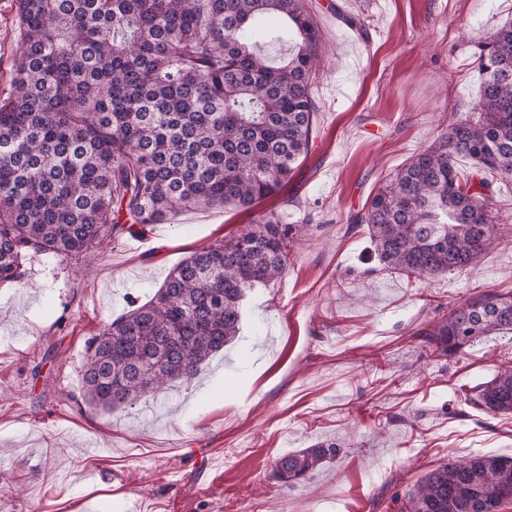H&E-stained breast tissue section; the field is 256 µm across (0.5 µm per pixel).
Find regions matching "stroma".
Here are the masks:
<instances>
[{"mask_svg":"<svg viewBox=\"0 0 512 512\" xmlns=\"http://www.w3.org/2000/svg\"><path fill=\"white\" fill-rule=\"evenodd\" d=\"M320 32L314 145L261 209L185 210L87 260L27 253L0 283V512H396L448 457L512 456V415L466 405L512 358V335L436 358L414 336L438 303L512 295V244L430 280L384 268L348 229L376 190L479 97L477 45L512 0H307ZM366 32L328 20L330 4ZM21 45L17 0H0V95ZM273 211L302 240L285 274L248 292L238 338L189 382L107 412L85 403L82 365L102 327L148 301L196 248ZM335 443L291 487L277 458Z\"/></svg>","mask_w":512,"mask_h":512,"instance_id":"obj_1","label":"stroma"}]
</instances>
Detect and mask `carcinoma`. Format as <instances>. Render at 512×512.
I'll return each instance as SVG.
<instances>
[{
  "mask_svg": "<svg viewBox=\"0 0 512 512\" xmlns=\"http://www.w3.org/2000/svg\"><path fill=\"white\" fill-rule=\"evenodd\" d=\"M23 29L14 90L0 98V283L21 279L25 252L79 258L190 208L246 211L277 194L312 147L319 32L306 0H17ZM279 18L290 49L263 50ZM480 94L438 142L414 154L351 217L385 267L425 279L474 268L500 238L490 184L455 159L512 180V22L475 52ZM297 228L275 212L193 251L146 303L104 325L84 363L86 401L107 411L153 396L239 334L246 291L285 273ZM512 335V297L482 293L419 330L454 356ZM512 414V360L468 398ZM332 445L284 455L288 486ZM512 457H448L401 512H502Z\"/></svg>",
  "mask_w": 512,
  "mask_h": 512,
  "instance_id": "obj_1",
  "label": "carcinoma"
}]
</instances>
